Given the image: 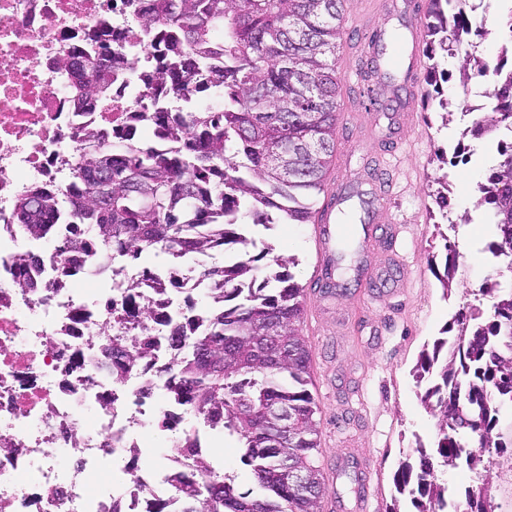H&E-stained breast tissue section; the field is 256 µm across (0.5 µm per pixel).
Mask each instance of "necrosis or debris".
I'll return each mask as SVG.
<instances>
[{
  "label": "necrosis or debris",
  "instance_id": "obj_1",
  "mask_svg": "<svg viewBox=\"0 0 512 512\" xmlns=\"http://www.w3.org/2000/svg\"><path fill=\"white\" fill-rule=\"evenodd\" d=\"M140 0H0V433L13 450L0 454V512H175V476L190 475L201 452L199 434L182 436L166 470L125 466L140 455V430L154 418L175 430L181 415L158 407L135 370L112 382L103 347L123 321L130 267L112 263L107 278L92 271L94 257H55L53 240L33 245L16 229L15 204L34 188L71 181L76 146L94 127L118 137L145 129L137 105L161 50L133 24ZM107 30L125 50L126 84L92 103V86L60 57L85 48ZM90 99L84 111L76 96ZM34 289L17 287L15 260L28 251Z\"/></svg>",
  "mask_w": 512,
  "mask_h": 512
}]
</instances>
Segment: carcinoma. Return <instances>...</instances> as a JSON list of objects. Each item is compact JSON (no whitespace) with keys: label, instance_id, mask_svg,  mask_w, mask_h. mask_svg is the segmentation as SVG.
I'll return each mask as SVG.
<instances>
[{"label":"carcinoma","instance_id":"obj_1","mask_svg":"<svg viewBox=\"0 0 512 512\" xmlns=\"http://www.w3.org/2000/svg\"><path fill=\"white\" fill-rule=\"evenodd\" d=\"M344 0H142L133 22L163 44L167 60L148 82L150 111L140 113L156 129L152 140L136 134L111 142L88 129L77 149V179L84 201L64 187L20 198L18 229L39 240L52 225L71 231L58 237L57 253L92 250L136 260L146 251L182 260L238 244L235 259L198 274L208 303L189 300L191 328L148 307L139 288L126 285L129 314L142 316L140 341L112 336V381L125 382L139 363L154 364L144 340L169 329L170 361L159 370L169 397L184 414L238 437L241 458L263 496L240 492L199 455L192 480L179 487L183 512H319L313 489L322 487L314 465L319 450L317 405L310 382L309 350L298 329L303 288L285 271L273 245L238 231L252 224H310L324 190L326 166L336 149L338 120L336 49L344 34ZM476 0H427L424 27L428 59L436 49L456 56L471 33ZM97 51L62 58L85 73L102 97L122 73L112 35L94 37ZM462 82L489 87L496 101L472 124L471 135L501 139L500 160L475 184L499 235L486 252L496 278L482 288L488 311L471 308L453 318L416 370L421 401L437 417L435 454L416 440L417 465L405 463L397 492L413 512H448V487L435 466L470 469L505 444L499 414L512 407V69L504 56H486L476 43L465 52ZM224 88L218 112H177L172 101H190L204 84ZM110 173L109 182L99 172ZM449 356L439 359L442 349ZM467 509L494 512L482 496L465 491Z\"/></svg>","mask_w":512,"mask_h":512}]
</instances>
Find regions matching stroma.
Returning a JSON list of instances; mask_svg holds the SVG:
<instances>
[{
	"label": "stroma",
	"mask_w": 512,
	"mask_h": 512,
	"mask_svg": "<svg viewBox=\"0 0 512 512\" xmlns=\"http://www.w3.org/2000/svg\"><path fill=\"white\" fill-rule=\"evenodd\" d=\"M392 2L386 13L376 0H353L357 20L347 23L337 56L340 114L324 193L338 197L337 223L356 228L351 242L364 258L360 270L350 272L345 287L315 291L312 225L247 230L290 259L289 271L304 289L301 333L318 406L322 512H392L396 472L413 460L416 439L432 445L436 428L417 392L415 369L446 324L474 304L491 274L483 249L498 235L495 225L460 217L472 185L498 161L499 139L464 135L470 123L464 111L477 97L459 75L432 84L427 67H414L410 23L424 12L411 10L410 0ZM375 26L381 35L371 46L367 34ZM416 77L422 85L411 100L407 87ZM434 92L454 99L451 114L431 100ZM442 191L451 204L446 218L436 202ZM393 223L401 232L392 242L384 231ZM448 239L457 245L459 268L446 289L437 274ZM182 427L205 435L214 467L233 475L240 490L254 488L237 438L192 418ZM440 476L449 490H485L495 512H512V448L496 457L491 474L460 466Z\"/></svg>",
	"instance_id": "1"
}]
</instances>
